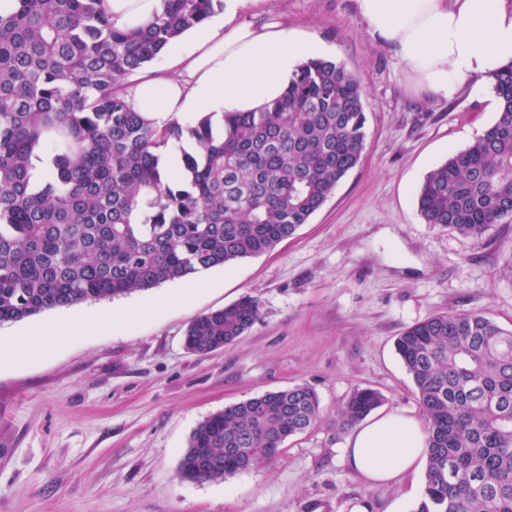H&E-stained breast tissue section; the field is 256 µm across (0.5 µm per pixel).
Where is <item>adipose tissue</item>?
<instances>
[{"instance_id":"obj_1","label":"adipose tissue","mask_w":512,"mask_h":512,"mask_svg":"<svg viewBox=\"0 0 512 512\" xmlns=\"http://www.w3.org/2000/svg\"><path fill=\"white\" fill-rule=\"evenodd\" d=\"M242 0H224V14L191 30L164 51V67L133 88L135 111L163 122L205 112H253L280 98L302 61L321 44L278 22L239 23ZM112 24L141 26L161 0H105ZM368 33L390 46L417 88L449 101L469 82L484 84L512 64V0H354ZM421 420L379 413L347 441L354 472L370 485H392L427 457Z\"/></svg>"}]
</instances>
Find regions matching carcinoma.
I'll return each mask as SVG.
<instances>
[{
  "instance_id": "1",
  "label": "carcinoma",
  "mask_w": 512,
  "mask_h": 512,
  "mask_svg": "<svg viewBox=\"0 0 512 512\" xmlns=\"http://www.w3.org/2000/svg\"><path fill=\"white\" fill-rule=\"evenodd\" d=\"M0 8V324L113 299L274 249L361 161L364 92L330 59L303 62L259 112L162 124L132 109L127 79L221 0H162L119 30L103 0H8ZM496 121L427 174L418 210L476 241L512 222V64L491 82ZM250 295L199 317L186 348L209 353L259 316ZM395 348L427 421L415 512H512V329L482 312L409 327ZM383 402L355 390L352 427ZM321 420L308 386L224 407L193 431L183 479L224 481Z\"/></svg>"
}]
</instances>
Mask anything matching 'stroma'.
<instances>
[{
  "label": "stroma",
  "instance_id": "obj_1",
  "mask_svg": "<svg viewBox=\"0 0 512 512\" xmlns=\"http://www.w3.org/2000/svg\"><path fill=\"white\" fill-rule=\"evenodd\" d=\"M239 21H277L330 47L364 90L360 164L295 235L273 250L116 299L86 301L0 325V342L54 322L100 321L60 333L56 347L0 365V512H414L423 473L372 487L350 470V429L338 408L359 388L382 412L422 416L394 340L448 312L482 311L512 329V223L473 241L424 223L417 192L428 172L496 119L490 84L438 102L368 34L353 0H258ZM175 304L105 325L109 315ZM258 319L206 355L184 346L187 326L240 297ZM299 385L322 418L270 461L221 482L178 473L192 432L225 406Z\"/></svg>",
  "mask_w": 512,
  "mask_h": 512
}]
</instances>
